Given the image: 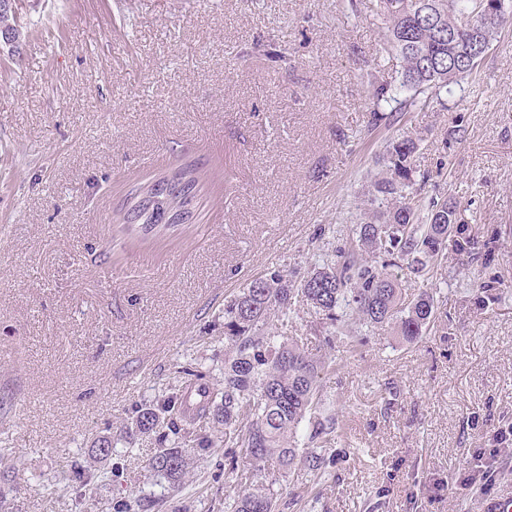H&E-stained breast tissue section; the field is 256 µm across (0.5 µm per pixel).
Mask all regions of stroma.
Returning <instances> with one entry per match:
<instances>
[{
  "label": "stroma",
  "mask_w": 512,
  "mask_h": 512,
  "mask_svg": "<svg viewBox=\"0 0 512 512\" xmlns=\"http://www.w3.org/2000/svg\"><path fill=\"white\" fill-rule=\"evenodd\" d=\"M18 54L0 49V512H113L160 493L164 430L121 439L179 365L224 372V305L254 278L307 269L349 242L387 141L416 139L425 197L457 201L475 254L402 272L434 298L412 344L393 328L325 342L295 302L272 331L334 358L326 466L261 480L277 512H491L455 489L474 449L512 426V25L444 106L373 121L372 74L395 72L376 0H28ZM204 174L194 223L141 237L115 223L164 172ZM495 278L497 299L477 286ZM174 512H224L222 442ZM127 453L101 459L103 438Z\"/></svg>",
  "instance_id": "obj_1"
}]
</instances>
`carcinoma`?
Wrapping results in <instances>:
<instances>
[{"label":"carcinoma","instance_id":"1","mask_svg":"<svg viewBox=\"0 0 512 512\" xmlns=\"http://www.w3.org/2000/svg\"><path fill=\"white\" fill-rule=\"evenodd\" d=\"M488 0H377L387 38L400 67L398 82L373 81L374 104H392L407 112L444 105L443 95L471 77L486 50L508 23L492 22L473 46L469 19L486 10ZM14 33L19 48L23 26L12 14L0 13V31ZM418 148L406 136L389 141L379 164L383 176L367 200L371 216L356 225L355 237L335 258L318 256L299 279L280 274L251 280L224 310V346L233 357L224 363L223 379L213 385L205 374L180 367L185 387L144 404L127 432L148 434L168 430L174 442L155 449L149 468L174 488L198 463L196 449L211 447L210 436L197 433L209 417L224 423V447L241 493L224 499V512H274V492L256 478L270 465L287 472L302 462L311 471L322 467V449L333 441L336 422L321 413V375L334 359L307 354L298 342L269 330L271 314L284 312L301 299L325 325L350 333L359 327L393 326L402 343H413L433 320V297L422 292L404 301L401 284L391 268L423 272L444 257L448 237L462 249L471 244L468 228L458 223L457 203L446 198L423 205L413 190V158ZM203 184L199 171L181 167L138 187L127 201L121 224L152 227L167 223L170 211L194 208ZM320 441V449L298 448V435Z\"/></svg>","mask_w":512,"mask_h":512}]
</instances>
